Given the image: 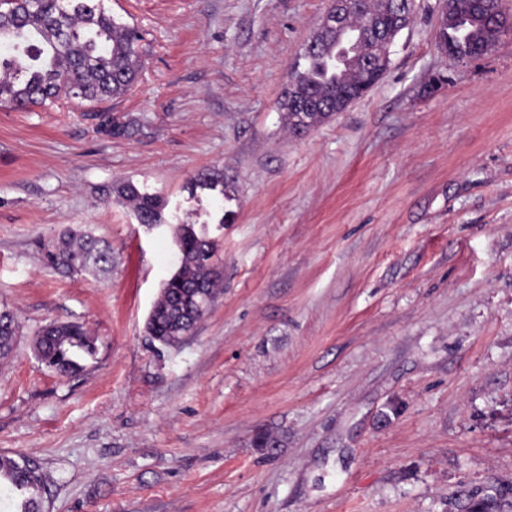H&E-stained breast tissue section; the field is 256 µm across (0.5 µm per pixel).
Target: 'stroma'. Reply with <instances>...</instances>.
Returning a JSON list of instances; mask_svg holds the SVG:
<instances>
[{"label": "stroma", "mask_w": 512, "mask_h": 512, "mask_svg": "<svg viewBox=\"0 0 512 512\" xmlns=\"http://www.w3.org/2000/svg\"><path fill=\"white\" fill-rule=\"evenodd\" d=\"M416 3L377 86L300 136L279 101L329 0H104L142 37L133 89L0 109V452L40 461L46 512H448L512 484V38L455 62ZM213 168L231 199L190 198ZM182 223L223 284L167 347L145 324ZM76 224L111 270L44 264ZM57 321L96 341L72 377L34 347ZM112 193L117 199L129 203L140 224L153 226L164 222L163 212L166 201L156 194L141 192L133 182H120L113 186Z\"/></svg>", "instance_id": "35a3bbf8"}]
</instances>
